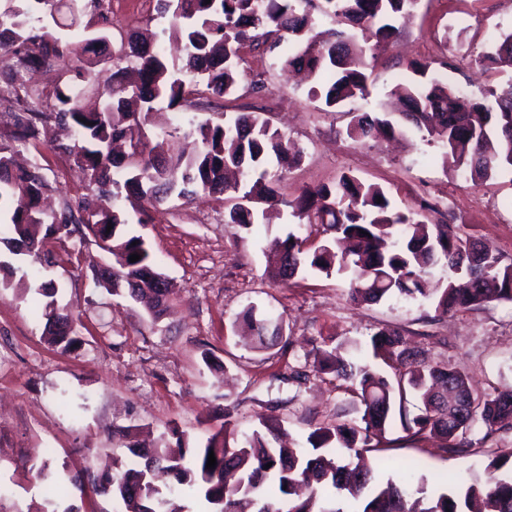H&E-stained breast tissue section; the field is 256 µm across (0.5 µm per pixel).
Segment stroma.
<instances>
[{"mask_svg":"<svg viewBox=\"0 0 512 512\" xmlns=\"http://www.w3.org/2000/svg\"><path fill=\"white\" fill-rule=\"evenodd\" d=\"M105 8L112 32L147 29L162 49L173 46L170 21L157 6L143 10L139 0H107ZM454 15L466 17V25L452 26ZM396 28L391 39L369 44L374 87L345 111H323L310 82L283 70L278 53L245 49L234 95L200 98L157 115L156 124L172 134L174 154L192 151L183 137L191 125L251 111L263 113L303 152L277 186V217L249 232L234 234L223 204L204 197L146 208L137 230L175 288L159 322L141 305L96 286L94 273L108 259L90 238L52 242L62 259L42 273L76 319L75 348L64 352L46 341L44 321L31 311L32 294L0 289V512H46L57 497L55 481L37 477L46 461L64 477L66 505L75 512H111L110 496L83 483L89 472L112 471L115 458L127 457V442L151 448L181 439L194 448L225 419L240 440L255 429L258 415L271 411L302 443L314 428L352 418L345 388L313 369L316 343L357 345L352 361L370 364L371 335L391 328L429 361L468 374L479 393L512 387V301L439 318L432 300L422 297L355 306L339 278L309 273L281 286L266 271L264 249L293 229L295 198L345 173L381 186L396 210L422 213L430 224L464 225L512 263V177L473 183L443 168L438 144L415 135L364 144L347 135L354 114L374 111L384 92L408 76L409 61L430 62L449 87L468 85L473 98L511 79L512 66L485 71L478 59L494 46L490 31L512 32V0H418ZM66 139L65 127H50L38 150L19 155L42 165L57 210L88 192L66 156L52 149ZM251 303L283 319L282 336L262 350L235 327ZM387 438L386 475L405 477L415 460L418 474L431 482L466 481L481 474L489 456L512 451V430L489 436L479 426L465 454L447 451L436 438L409 437L397 426Z\"/></svg>","mask_w":512,"mask_h":512,"instance_id":"1","label":"stroma"}]
</instances>
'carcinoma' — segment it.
Here are the masks:
<instances>
[{
	"label": "carcinoma",
	"instance_id": "carcinoma-1",
	"mask_svg": "<svg viewBox=\"0 0 512 512\" xmlns=\"http://www.w3.org/2000/svg\"><path fill=\"white\" fill-rule=\"evenodd\" d=\"M19 2L13 12L0 14V57L6 58L0 66V100L20 106L0 133V243L17 245L15 254L38 272L55 260L45 249L48 239L88 231L112 257L106 268L114 284L110 292L134 302L149 300L148 313L156 322L174 289L169 281L156 287L153 276L162 271L144 238L128 229L131 213L144 210L130 212L115 204L121 192L127 200L151 205L174 193L225 200L224 223L248 231L260 206L275 203L281 174L274 163L291 151L299 157L301 150L261 113L236 112L191 127L197 152L173 158L167 155V134L148 139L150 113L161 104L188 107L202 93L215 99L233 94L242 80L239 60L246 45L255 51L282 48L284 66L306 69L319 85L316 95L324 107L339 108L365 95L369 86L356 32L389 39L396 30L392 21L417 0H267L262 9L256 0H159L186 55L181 63H170L147 37L119 34L111 41L110 59L133 60L134 82L125 81L120 69L103 80L88 66L85 56L109 42L105 28L86 37L87 28L78 27L74 17L66 34L48 26L35 31L24 17L35 7L54 14L58 0ZM322 18L335 27L318 30ZM311 40L319 45L314 55L305 50ZM505 55L512 59V32L479 63L488 68ZM51 63L61 64L62 80L49 90L40 88L35 75ZM409 69L412 76L390 90L403 106L400 119L363 112L353 116L347 135L363 143L379 133L389 138L415 133L441 144L443 164L474 182L512 176V79L491 91L493 101L486 103L461 98L426 61H413ZM100 83L106 98L98 110L87 112L85 89ZM53 123L75 130L73 141L53 150L69 159L93 194L49 213L40 205L51 190L41 167H18L14 155L37 147ZM292 208L299 225L321 224L333 236L305 249L307 239L287 233L267 270L275 281L307 270L336 273L347 278V297L356 306L420 295L434 299L439 315L512 301V263L477 248L479 240L463 235L457 225L429 226L393 209L376 184L344 175L333 186L302 191ZM133 254L140 259L132 263ZM439 266L454 276L427 287ZM57 292L51 281L37 288L50 343L67 350L77 343L74 316L57 305ZM238 320L261 348L267 336L282 331L280 321L253 305ZM371 346L375 358L396 369L394 375L350 361L343 342L313 348L316 372L350 384L359 417L315 428L307 437L309 450L282 445L278 418L262 414L258 428L234 446L227 421L200 447L189 448L180 439L174 448L130 443L129 461L115 462L114 474H89L88 484L111 495L115 512H184L180 496L199 500L204 512H512V453L490 458L483 477L467 486L430 488L423 482L415 497L399 481L376 479L375 469L384 462L366 464L364 453L381 442L394 418L409 436L437 435L449 451L466 454L467 433L475 425L488 435L512 430V389L493 396L474 393L463 371L430 364L395 330H378ZM415 396L422 406L412 413L406 403ZM211 451L216 466L208 468Z\"/></svg>",
	"mask_w": 512,
	"mask_h": 512
}]
</instances>
